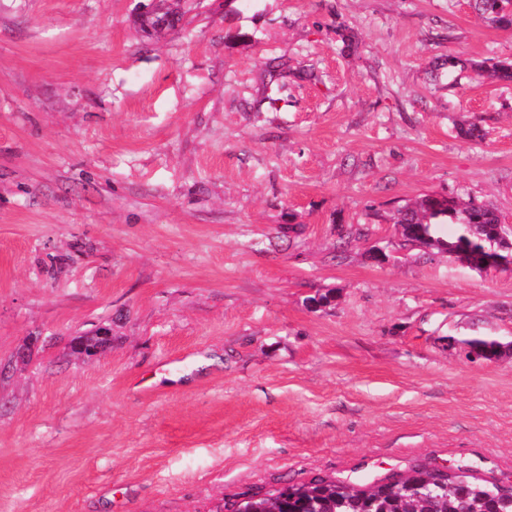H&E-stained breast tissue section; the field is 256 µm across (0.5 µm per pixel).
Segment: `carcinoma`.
<instances>
[{
	"mask_svg": "<svg viewBox=\"0 0 512 512\" xmlns=\"http://www.w3.org/2000/svg\"><path fill=\"white\" fill-rule=\"evenodd\" d=\"M473 8L496 28L512 30V0H473ZM459 67H469L480 77L512 82V61L488 65L448 56V73ZM447 220L458 225V231L454 238L446 240L439 235V225ZM395 223L409 225L404 242L442 247L463 259L472 250L509 247L499 234L501 219L495 209L474 201L462 205L451 197L425 196L399 208ZM464 344L492 357L500 352L503 342L490 336H472ZM243 508L253 512H512V484L483 478L477 467L468 462L443 467L424 463L396 479L381 480L366 489L315 477L263 497H246L235 503L233 512Z\"/></svg>",
	"mask_w": 512,
	"mask_h": 512,
	"instance_id": "cac0c4a2",
	"label": "carcinoma"
}]
</instances>
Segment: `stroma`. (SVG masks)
Instances as JSON below:
<instances>
[{
	"label": "stroma",
	"mask_w": 512,
	"mask_h": 512,
	"mask_svg": "<svg viewBox=\"0 0 512 512\" xmlns=\"http://www.w3.org/2000/svg\"><path fill=\"white\" fill-rule=\"evenodd\" d=\"M135 3L0 0V512L512 483V351L463 343L512 342V268L394 222L435 195L512 225V83L442 66L512 31L471 0H194L150 35Z\"/></svg>",
	"instance_id": "35a3bbf8"
}]
</instances>
